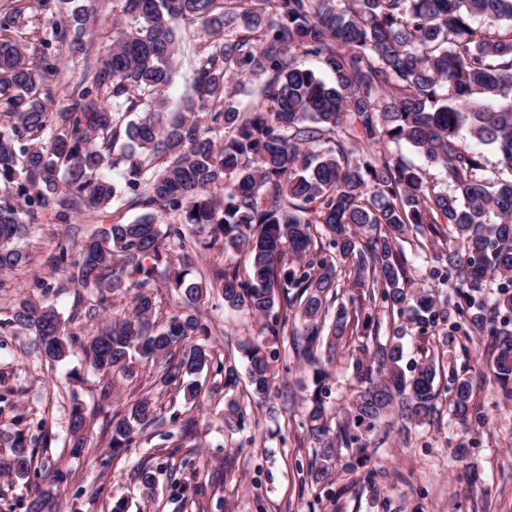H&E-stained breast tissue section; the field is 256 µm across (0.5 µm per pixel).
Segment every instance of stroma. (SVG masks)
<instances>
[{
  "label": "stroma",
  "instance_id": "obj_1",
  "mask_svg": "<svg viewBox=\"0 0 512 512\" xmlns=\"http://www.w3.org/2000/svg\"><path fill=\"white\" fill-rule=\"evenodd\" d=\"M91 7L97 23L89 49L83 55L63 53L51 89L52 108H60L78 89L88 68L98 66L113 36L128 25L122 0H92ZM206 42V36L184 33L166 89L170 112L182 111L191 97ZM141 212L125 194L70 224L44 216L22 242L29 264L0 272V315L20 295L36 302L46 298L34 288V277L67 280L70 268L50 264L58 241L69 240L71 253H78L86 236L115 222H130ZM198 310L211 321L209 344L217 352L233 354L238 373L246 371L242 344L254 342L269 351L281 349L282 354L273 364L271 393L250 408L244 429L225 432L228 399L219 392L204 401L192 443L184 448L176 441L185 417L183 393L174 385H155L153 368L141 369L134 379L110 380L91 367L78 347L66 362L51 365L35 351L32 336L0 329V373L11 393L10 407L0 410V454L8 451L5 435L17 431L41 441L38 467L28 483L0 475V512H26L31 497L48 487L49 469L67 475L57 487L56 512H110L120 498L127 501L128 512H512V401L503 400L480 353L464 337L437 350L443 372L436 385L446 389L454 373L470 377L483 426L462 433L447 401H440L438 426L414 425L404 431L396 425L370 433L362 465L352 466L350 449H343V472L322 490L310 486L307 477L312 444L304 415L314 390L312 368L284 349L282 341L262 334L260 320L226 308L218 296L207 297ZM366 357L353 342L327 365L329 406L346 405L353 397L354 364ZM145 396L160 408L163 423L150 429L137 447L113 456L105 417ZM75 401L94 415L86 448L77 456L68 448V413ZM462 438L469 452L460 459L454 447ZM139 466L153 470V488H144L134 478ZM473 468L480 475L475 483L468 477Z\"/></svg>",
  "mask_w": 512,
  "mask_h": 512
}]
</instances>
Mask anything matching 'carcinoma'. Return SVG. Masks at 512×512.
Returning <instances> with one entry per match:
<instances>
[{"label": "carcinoma", "mask_w": 512, "mask_h": 512, "mask_svg": "<svg viewBox=\"0 0 512 512\" xmlns=\"http://www.w3.org/2000/svg\"><path fill=\"white\" fill-rule=\"evenodd\" d=\"M32 10L54 18L36 61L19 37L29 26L25 7L0 11V271L29 260L16 242L49 210L62 224L84 210L106 208L120 192L144 213L115 223L81 244L69 241L52 262L72 266L68 283L99 300L132 292L130 316L105 322L82 341L52 304L17 299L0 324L34 336L49 362L80 346L94 370L136 375L158 367V382L195 381L210 367L208 318L192 313L210 294L262 321V332L289 337L293 353L311 365L359 335L362 297L381 301L392 322L386 340L371 331L368 363L356 364L360 390L342 408L327 406L324 369L315 370L307 411L314 442L311 482H336L343 448L364 453L371 431L393 411L414 425L436 421L435 354L410 370L399 362L401 339L462 333L482 350L490 376L512 399V0H122L131 21L118 32L100 67L57 112L49 110L58 74L57 47L81 52L92 16L86 0H34ZM481 20L484 26L476 27ZM214 37L201 56L194 96L168 118L165 89L182 31ZM319 60L325 82L292 61ZM260 83L258 104L238 107L226 91L228 73ZM143 109L136 121L130 113ZM222 129L224 139L210 133ZM493 147L498 163L467 148L462 132ZM407 143L443 170L451 192L392 154ZM124 166L123 184L103 170ZM181 215L165 224L158 215ZM435 255L433 288L411 291L402 243ZM245 251L235 263L197 274L195 255ZM503 282L491 289L493 274ZM187 309L156 321L159 277ZM294 328H287V324ZM247 401L266 399L276 355L243 345ZM448 407L469 428L480 420L473 386L455 376ZM228 416L245 427L247 407L233 398ZM162 422L144 397L106 422L112 454L137 446ZM69 446L85 448L90 415L73 403ZM0 473L30 474L36 448L23 434L7 437Z\"/></svg>", "instance_id": "1"}]
</instances>
